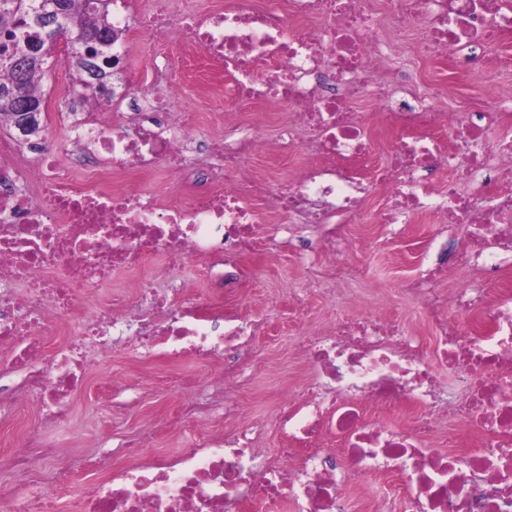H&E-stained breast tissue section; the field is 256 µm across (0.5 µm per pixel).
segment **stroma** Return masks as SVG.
<instances>
[{
	"label": "stroma",
	"instance_id": "35a3bbf8",
	"mask_svg": "<svg viewBox=\"0 0 512 512\" xmlns=\"http://www.w3.org/2000/svg\"><path fill=\"white\" fill-rule=\"evenodd\" d=\"M72 70L63 47H56L40 82L45 110L39 134L52 138L62 149L68 145L67 120L55 102ZM413 253L404 238L372 253H358L357 258L365 266L360 288L375 300L394 299L399 317L415 326L418 316L397 298L402 278L414 268ZM313 273L321 276L325 270L320 267ZM313 273L284 247L279 263L260 269L252 290L246 293V301L257 309L264 323V334L257 347L256 379L242 397L244 408L274 415L271 394L276 380L291 386L303 380L304 372L294 358L293 339L301 331L322 332L327 326L330 303L324 296H314L309 313L301 315L290 310L289 298ZM214 379L213 367L188 358L142 361L124 346L114 349L111 356L97 358L69 400L67 422L44 435L47 445L61 449V458L49 461L40 470L37 483L27 489L28 494L51 498L55 512H79L85 489L99 479L90 466L94 457H120L126 440L136 436L146 437L147 454L179 453L185 442L180 434L166 429L165 423L183 401L210 389ZM21 426L17 417H0V485L4 487L18 481L9 460L22 451Z\"/></svg>",
	"mask_w": 512,
	"mask_h": 512
}]
</instances>
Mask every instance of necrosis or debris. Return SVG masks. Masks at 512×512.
<instances>
[{
	"mask_svg": "<svg viewBox=\"0 0 512 512\" xmlns=\"http://www.w3.org/2000/svg\"><path fill=\"white\" fill-rule=\"evenodd\" d=\"M112 108L78 116L72 149L0 134V401L26 417L13 467L36 478L41 441L64 423L84 348L218 364L233 428L199 434L202 401L171 422L188 451L96 459L80 512H366L381 486L400 512H512V60L486 50L512 35V0H112ZM152 39L148 92L122 63ZM205 61L201 84L171 53ZM487 80L448 111L428 62ZM201 103L181 112L178 101ZM382 112L366 113V103ZM379 207H371L373 198ZM431 224L429 256L401 283L428 335L381 316L359 294L322 336L294 340L307 371L277 399L287 445L261 452L265 419L238 399L252 382L260 320L239 305L280 237L336 275L354 226L398 233ZM209 280L187 298L186 259ZM474 272L448 287L449 268ZM135 293L104 294L113 272ZM456 373L447 391L439 367Z\"/></svg>",
	"mask_w": 512,
	"mask_h": 512,
	"instance_id": "4bbe7bcc",
	"label": "necrosis or debris"
}]
</instances>
